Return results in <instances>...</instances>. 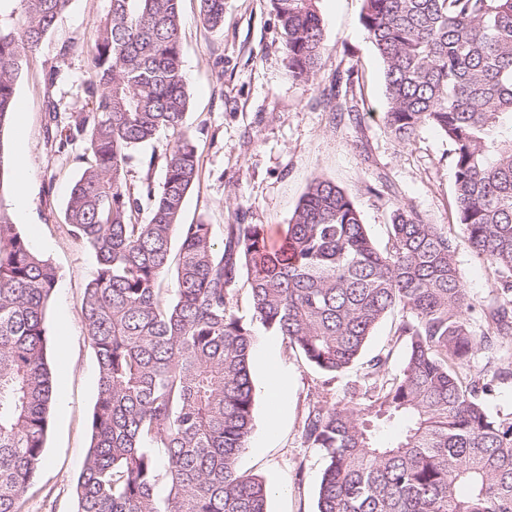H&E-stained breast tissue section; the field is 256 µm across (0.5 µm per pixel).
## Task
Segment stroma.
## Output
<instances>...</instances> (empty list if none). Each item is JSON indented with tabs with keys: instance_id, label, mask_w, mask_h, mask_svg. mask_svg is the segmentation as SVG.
Here are the masks:
<instances>
[{
	"instance_id": "35a3bbf8",
	"label": "stroma",
	"mask_w": 512,
	"mask_h": 512,
	"mask_svg": "<svg viewBox=\"0 0 512 512\" xmlns=\"http://www.w3.org/2000/svg\"><path fill=\"white\" fill-rule=\"evenodd\" d=\"M109 4L72 0L39 50L24 58L16 83L20 122L0 130V163L7 171L0 205L11 206L18 188H25L27 217L17 229L58 273L46 309L56 391L46 444L49 463L27 494V512H73L75 480L90 444L98 368L80 299L97 262L65 220L85 144L79 141L58 152L50 114L55 111L65 119L90 110L87 89L95 74L89 54ZM318 8L325 43L321 69L310 82L299 83L287 74L269 0H224L219 30L203 25L198 0H181V61L190 94L185 124L199 156V180L185 199L182 223L202 221L219 233L230 224H260L279 237L310 181L330 179L354 200L378 247L388 246L389 224L399 207L447 230L456 246L458 276L477 302L474 330L486 332L482 311L500 301L497 277L463 236L447 138L426 127L402 143L387 132L383 68L360 23L363 0H319ZM54 69L61 75L53 82L49 73ZM22 138L28 152L20 173L15 153ZM173 142L172 131L163 130L134 150L126 166L128 186L139 189L148 179L160 183ZM232 305L238 316L252 322L257 338L271 337L273 346L267 367H252L253 430L239 467L271 487L269 512H315L323 459L303 443L304 417L309 405L320 400H358L363 371L355 367L326 381L283 337L269 336L253 323L245 283L237 284ZM401 316L398 309L388 314L365 352L370 358L391 351L393 372L405 357V345L395 336ZM64 332L71 342L63 348L57 338ZM277 374L288 377V405L277 433L269 438L265 386Z\"/></svg>"
}]
</instances>
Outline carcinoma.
<instances>
[{"label":"carcinoma","instance_id":"cac0c4a2","mask_svg":"<svg viewBox=\"0 0 512 512\" xmlns=\"http://www.w3.org/2000/svg\"><path fill=\"white\" fill-rule=\"evenodd\" d=\"M71 2L19 0L21 27L0 24V130L22 58ZM179 2L110 0L91 52L92 109L58 141L60 152L79 139L89 151L66 220L97 259L80 300L98 398L75 512H268V486L238 467L255 392V335L232 306L243 274L253 317L329 380L360 358L394 307L405 310L400 374L386 377L391 352L379 353L360 402H324L305 416L304 443L324 462L316 512H512V412L493 415L481 400L512 368L469 373L475 350L512 339V0H363L361 15L383 65L389 133L406 142L433 127L452 146L459 224L508 297L488 311L492 331L481 337L448 232L399 207L381 250L328 179L310 182L278 250L261 224L228 225L219 246L213 225L180 223L199 160L185 127ZM199 3L203 22L221 29L224 0ZM270 4L288 73L307 82L324 49L317 0ZM161 129L177 134L163 179L134 193L129 152ZM144 207L150 219L140 224ZM57 279L0 207V512H26L46 460L45 309ZM395 425V440L379 442Z\"/></svg>","mask_w":512,"mask_h":512}]
</instances>
